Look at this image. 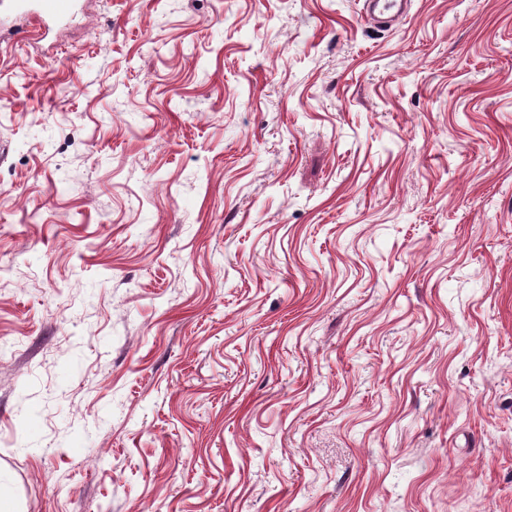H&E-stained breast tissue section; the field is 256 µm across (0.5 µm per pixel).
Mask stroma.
<instances>
[{
  "mask_svg": "<svg viewBox=\"0 0 512 512\" xmlns=\"http://www.w3.org/2000/svg\"><path fill=\"white\" fill-rule=\"evenodd\" d=\"M0 485L512 512V0H86L1 35ZM408 0H368L365 15L369 21L385 24L407 12Z\"/></svg>",
  "mask_w": 512,
  "mask_h": 512,
  "instance_id": "obj_1",
  "label": "stroma"
}]
</instances>
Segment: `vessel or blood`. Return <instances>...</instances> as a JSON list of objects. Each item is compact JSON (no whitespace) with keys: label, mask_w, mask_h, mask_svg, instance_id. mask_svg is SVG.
<instances>
[{"label":"vessel or blood","mask_w":512,"mask_h":512,"mask_svg":"<svg viewBox=\"0 0 512 512\" xmlns=\"http://www.w3.org/2000/svg\"><path fill=\"white\" fill-rule=\"evenodd\" d=\"M80 0H0V28H13L15 36H23L25 26L34 23L52 28L68 22L79 10ZM408 0H366L365 15L369 21L385 24L402 16Z\"/></svg>","instance_id":"vessel-or-blood-1"}]
</instances>
